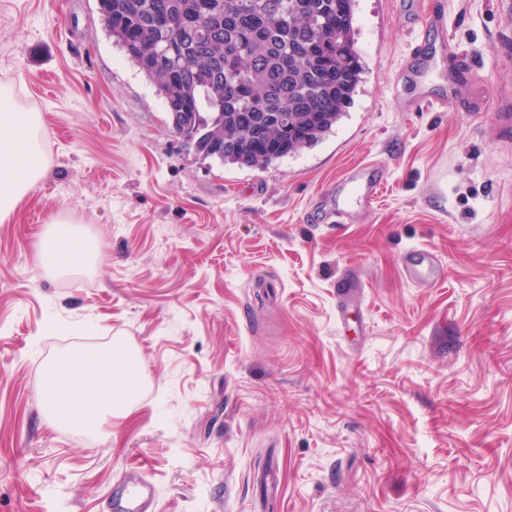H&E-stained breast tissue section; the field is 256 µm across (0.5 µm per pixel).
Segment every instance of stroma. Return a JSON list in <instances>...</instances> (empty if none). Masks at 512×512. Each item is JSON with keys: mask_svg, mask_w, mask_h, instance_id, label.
<instances>
[{"mask_svg": "<svg viewBox=\"0 0 512 512\" xmlns=\"http://www.w3.org/2000/svg\"><path fill=\"white\" fill-rule=\"evenodd\" d=\"M444 8L465 60L410 55ZM364 79L331 133L266 169L201 160L97 0H0V83L47 173L0 223V512H512V0H357ZM451 96L444 108L410 102ZM366 220L308 219L352 166ZM57 216L98 271L51 277ZM436 256L410 282L409 250ZM123 338L147 387L103 434L51 426L52 355ZM156 497V486L135 474L132 479L121 482L114 494L117 505L127 512H140L145 504L153 503Z\"/></svg>", "mask_w": 512, "mask_h": 512, "instance_id": "1", "label": "stroma"}]
</instances>
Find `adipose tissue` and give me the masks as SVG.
Returning a JSON list of instances; mask_svg holds the SVG:
<instances>
[{
  "instance_id": "ef3b65f1",
  "label": "adipose tissue",
  "mask_w": 512,
  "mask_h": 512,
  "mask_svg": "<svg viewBox=\"0 0 512 512\" xmlns=\"http://www.w3.org/2000/svg\"><path fill=\"white\" fill-rule=\"evenodd\" d=\"M38 113L24 111L11 86H0V223L42 182L46 167L40 148ZM46 273L60 274L100 261L96 240L57 221L39 241ZM136 358L112 346L64 352L50 361L42 390L48 418L57 426L103 431L125 416L140 386Z\"/></svg>"
}]
</instances>
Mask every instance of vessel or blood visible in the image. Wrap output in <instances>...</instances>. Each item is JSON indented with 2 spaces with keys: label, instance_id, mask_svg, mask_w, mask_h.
<instances>
[{
  "label": "vessel or blood",
  "instance_id": "b4317fda",
  "mask_svg": "<svg viewBox=\"0 0 512 512\" xmlns=\"http://www.w3.org/2000/svg\"><path fill=\"white\" fill-rule=\"evenodd\" d=\"M385 182L382 168L374 162L358 164L348 170L323 193L326 208L322 221L326 224L351 222L367 216L373 209ZM405 272L410 280L434 281L441 269L436 259L427 253L412 251L405 261ZM156 486L141 476L121 482L114 494L125 512H141L145 504L155 500Z\"/></svg>",
  "mask_w": 512,
  "mask_h": 512
}]
</instances>
